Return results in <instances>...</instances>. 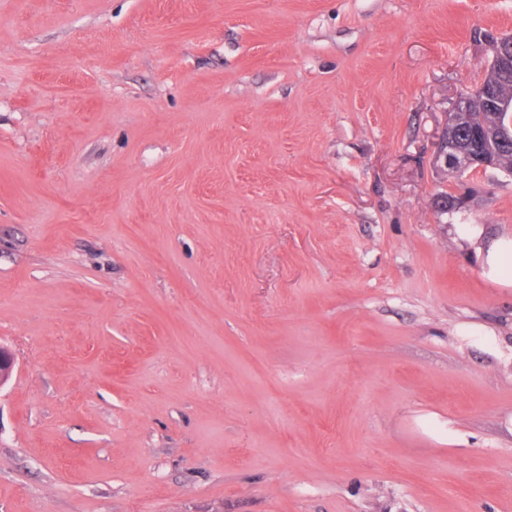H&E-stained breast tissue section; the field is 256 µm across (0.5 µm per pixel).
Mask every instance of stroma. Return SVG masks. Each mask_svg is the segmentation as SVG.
Returning <instances> with one entry per match:
<instances>
[{
	"mask_svg": "<svg viewBox=\"0 0 512 512\" xmlns=\"http://www.w3.org/2000/svg\"><path fill=\"white\" fill-rule=\"evenodd\" d=\"M512 0H0V512H512V174L437 161ZM486 254L490 273L503 280H512V239L494 241Z\"/></svg>",
	"mask_w": 512,
	"mask_h": 512,
	"instance_id": "1",
	"label": "stroma"
}]
</instances>
